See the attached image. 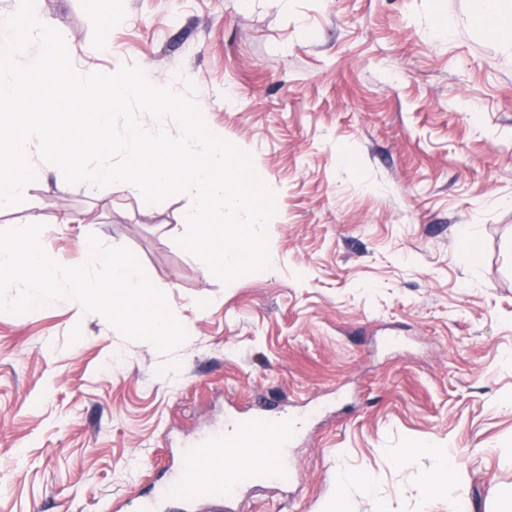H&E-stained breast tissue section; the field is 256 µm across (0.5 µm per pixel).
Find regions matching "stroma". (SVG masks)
I'll return each mask as SVG.
<instances>
[{"mask_svg":"<svg viewBox=\"0 0 512 512\" xmlns=\"http://www.w3.org/2000/svg\"><path fill=\"white\" fill-rule=\"evenodd\" d=\"M83 74L185 79L276 194L267 270L222 284L179 248L188 196L67 183L45 165L0 229L38 215L82 264L130 248L188 337L178 373L62 300L0 312V512H140L173 454L260 397L306 402L289 488L240 512H499L512 491V38L475 0H42ZM373 479L367 488L365 479ZM427 454L434 460V474L439 490L448 489V512H470L467 499L455 493L457 467L447 448H431Z\"/></svg>","mask_w":512,"mask_h":512,"instance_id":"35a3bbf8","label":"stroma"}]
</instances>
